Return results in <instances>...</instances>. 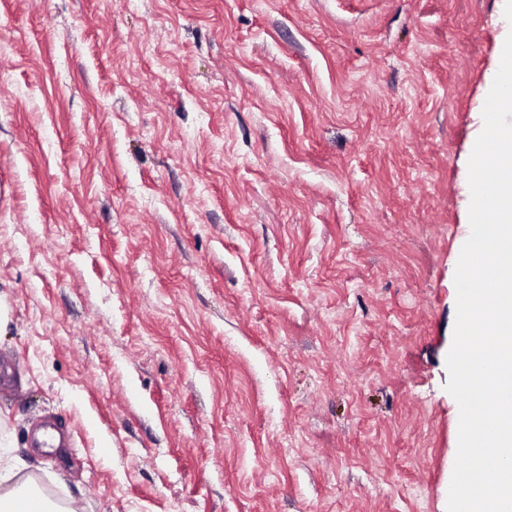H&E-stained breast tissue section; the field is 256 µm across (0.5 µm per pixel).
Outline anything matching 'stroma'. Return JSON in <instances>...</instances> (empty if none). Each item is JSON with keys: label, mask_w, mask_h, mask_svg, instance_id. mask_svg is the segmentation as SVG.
<instances>
[{"label": "stroma", "mask_w": 512, "mask_h": 512, "mask_svg": "<svg viewBox=\"0 0 512 512\" xmlns=\"http://www.w3.org/2000/svg\"><path fill=\"white\" fill-rule=\"evenodd\" d=\"M511 33L512 0H0L15 483L447 512L468 159Z\"/></svg>", "instance_id": "obj_1"}]
</instances>
